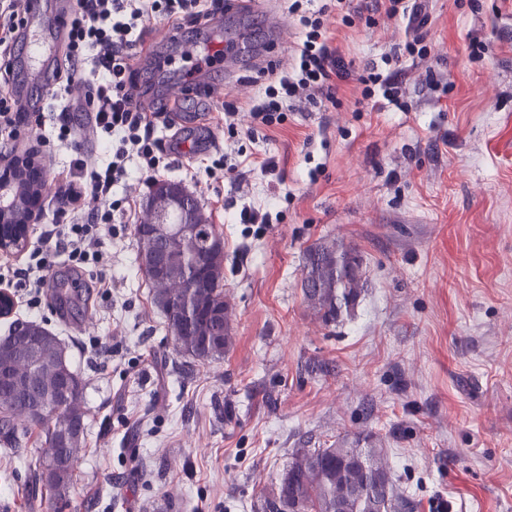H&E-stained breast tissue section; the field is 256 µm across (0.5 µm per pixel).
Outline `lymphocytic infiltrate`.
I'll return each instance as SVG.
<instances>
[{"label":"lymphocytic infiltrate","instance_id":"lymphocytic-infiltrate-1","mask_svg":"<svg viewBox=\"0 0 512 512\" xmlns=\"http://www.w3.org/2000/svg\"><path fill=\"white\" fill-rule=\"evenodd\" d=\"M28 0H0V84L13 78L15 49L23 36L22 25ZM322 4L317 10L305 9L302 0H293L290 9L298 13L305 38L298 48L291 68L276 72L248 110L255 127L282 124L290 103L304 99L310 103H336L340 82L349 79L350 69L331 45L324 29V15L330 9ZM222 0H77V7L65 21L63 74L66 82L84 79L89 88L85 112L94 131L114 137L112 161L98 170L81 155L72 168L80 174V190H88L104 200L103 209L89 213L72 211L64 223L54 224L41 235V246L31 252L25 266L13 268L10 285L26 287L30 275L46 282L58 254H67L73 263H99V245L107 224L121 201L112 197V187L126 172L125 162L137 156L143 167L158 173L166 148L154 136L158 116L170 112L163 104L155 111L136 105L138 89L133 80L134 60L142 53L145 25L167 21L172 40H179L186 27H199L215 20L223 12Z\"/></svg>","mask_w":512,"mask_h":512}]
</instances>
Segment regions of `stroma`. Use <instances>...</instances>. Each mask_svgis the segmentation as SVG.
Listing matches in <instances>:
<instances>
[{
    "mask_svg": "<svg viewBox=\"0 0 512 512\" xmlns=\"http://www.w3.org/2000/svg\"><path fill=\"white\" fill-rule=\"evenodd\" d=\"M252 2L251 14L217 15L178 43L151 21L134 61L146 101L180 95L156 135L196 147L169 155L159 178L194 193L223 236L233 343L217 361L174 351L140 269L134 227L152 185L131 157L112 188L131 209L101 241L103 268L57 259L34 300L0 285L12 304L0 337L35 321L62 340L86 383L87 428L62 509L28 492L40 429L20 448L0 446V512H257L296 449L340 443L386 449L411 512H512V0H417L410 20L354 0L350 26L329 11L324 25L352 72L336 105L296 104L253 136L243 112L231 136L218 108L248 102L267 79L251 62L225 79V35L248 29L283 64L302 38L291 0ZM267 14L283 21L279 41ZM420 34L427 59L387 66L396 103L357 111V75ZM205 55L201 81L223 83L217 99L190 76ZM28 70L18 57L15 85L27 86ZM27 88L40 105L0 142V171L29 155L51 178L79 152L110 162L85 113H72L75 141L62 144L54 101ZM223 154L237 173L208 178ZM268 157L278 174L260 172ZM62 206L60 194L45 197L23 250L0 252V267L25 260ZM246 208L269 222L241 223ZM318 243L354 251L365 282L352 314L329 326L302 293Z\"/></svg>",
    "mask_w": 512,
    "mask_h": 512,
    "instance_id": "1",
    "label": "stroma"
}]
</instances>
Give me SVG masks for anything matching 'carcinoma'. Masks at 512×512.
Instances as JSON below:
<instances>
[{"mask_svg":"<svg viewBox=\"0 0 512 512\" xmlns=\"http://www.w3.org/2000/svg\"><path fill=\"white\" fill-rule=\"evenodd\" d=\"M193 236L176 234L166 239L168 262L183 287L169 288L142 266L154 287V299L167 320L176 351L196 360H219L233 341L231 312L224 300V247L208 241L218 232L198 214ZM305 302L325 324L350 314L363 291L359 263L350 251L340 254L325 245L308 251L303 278ZM3 342L23 390L45 405V415L33 421L45 437L46 449L27 460L33 476V495L49 492L64 500L73 486L76 453L82 439L67 447L65 433L79 427L86 432L83 396L85 383L71 365L29 368L33 344L60 343L57 336L36 322L15 323ZM17 392L0 385V443L17 448L25 437L8 417ZM57 451L49 454V447ZM408 512L409 499L392 480L383 448H300L290 457L278 482L261 500L259 512Z\"/></svg>","mask_w":512,"mask_h":512,"instance_id":"1","label":"carcinoma"}]
</instances>
